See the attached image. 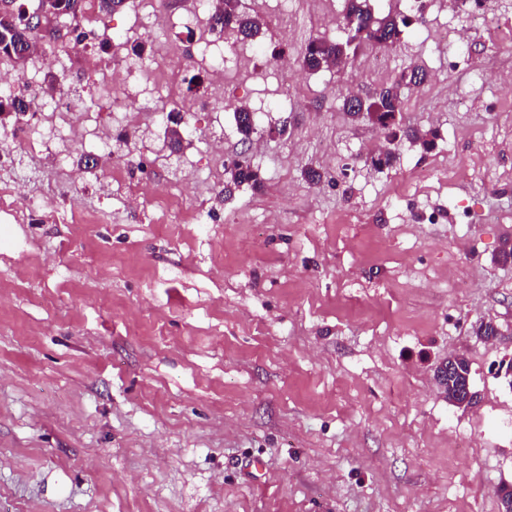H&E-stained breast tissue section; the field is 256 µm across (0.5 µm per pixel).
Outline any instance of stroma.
Here are the masks:
<instances>
[{
    "label": "stroma",
    "instance_id": "35a3bbf8",
    "mask_svg": "<svg viewBox=\"0 0 512 512\" xmlns=\"http://www.w3.org/2000/svg\"><path fill=\"white\" fill-rule=\"evenodd\" d=\"M259 34L224 46V97L257 107L138 117L115 150L155 167L131 207L102 168L66 170L0 143V180L43 211L0 219V512H498L512 486V0L469 24L433 6L394 47L307 71L344 0H241ZM469 26L467 58L441 34ZM284 51L296 70L282 74ZM427 72L399 126L423 149L342 109L405 67ZM43 97L86 105L100 86L46 68ZM177 127L179 150L167 131ZM223 132L224 152L205 137ZM396 161L368 166L370 146ZM248 148L263 186L225 193ZM320 171L310 182L307 169ZM193 177V196L180 194ZM97 216L76 226L73 210ZM500 330L492 341L473 329ZM466 358L477 398L435 381Z\"/></svg>",
    "mask_w": 512,
    "mask_h": 512
}]
</instances>
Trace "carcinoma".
Instances as JSON below:
<instances>
[{"label": "carcinoma", "mask_w": 512, "mask_h": 512, "mask_svg": "<svg viewBox=\"0 0 512 512\" xmlns=\"http://www.w3.org/2000/svg\"><path fill=\"white\" fill-rule=\"evenodd\" d=\"M84 0H57L55 8L60 16H77L82 13ZM369 0H347L343 16L347 39L344 42L316 39L309 43L303 58V66L309 70H320L331 66H339L348 62L347 47L355 44L360 47L364 43L380 46L397 44L403 28L409 26L411 19L406 14L388 15L377 18L368 5ZM220 29H230L243 37L255 36L260 23L256 18L242 14L233 0H224V13ZM39 30L32 27L26 18V9L9 0L8 7L0 11V59H26V53L38 38ZM426 72L417 66H408L383 89L378 100L367 106L354 105L355 95L349 94L343 100V110L357 117L361 112H371L378 124L383 127L390 125L392 116L401 111L405 91L420 84ZM249 111L242 107L235 108L234 118L242 141H249L254 126L248 119ZM231 183L236 186L249 185L258 188L261 185L260 173L250 160L244 156L235 161L229 169ZM440 371L443 381L449 386L463 384L470 378L469 365L466 360L450 356L442 362Z\"/></svg>", "instance_id": "cac0c4a2"}]
</instances>
